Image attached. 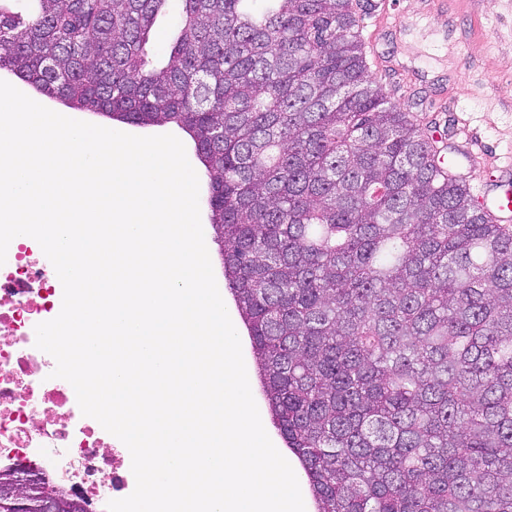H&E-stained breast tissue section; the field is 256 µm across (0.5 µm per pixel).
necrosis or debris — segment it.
<instances>
[{
	"mask_svg": "<svg viewBox=\"0 0 512 512\" xmlns=\"http://www.w3.org/2000/svg\"><path fill=\"white\" fill-rule=\"evenodd\" d=\"M63 287L33 238H14L0 265V469L29 465L88 512L131 494L125 458L108 453L105 433L83 416L54 358L36 345L37 324L61 311Z\"/></svg>",
	"mask_w": 512,
	"mask_h": 512,
	"instance_id": "obj_1",
	"label": "necrosis or debris"
}]
</instances>
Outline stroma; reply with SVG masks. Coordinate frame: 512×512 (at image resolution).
<instances>
[{
    "label": "stroma",
    "instance_id": "obj_1",
    "mask_svg": "<svg viewBox=\"0 0 512 512\" xmlns=\"http://www.w3.org/2000/svg\"><path fill=\"white\" fill-rule=\"evenodd\" d=\"M375 34L383 68L376 77L395 104L425 122L449 146L471 190L486 200L503 195L490 183L496 166L512 160V0H386ZM483 156L462 159L463 139ZM218 289L239 334L252 395L275 447L273 426L257 377L251 340L224 279L211 225L203 227Z\"/></svg>",
    "mask_w": 512,
    "mask_h": 512
}]
</instances>
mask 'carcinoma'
Wrapping results in <instances>:
<instances>
[{"instance_id": "obj_1", "label": "carcinoma", "mask_w": 512, "mask_h": 512, "mask_svg": "<svg viewBox=\"0 0 512 512\" xmlns=\"http://www.w3.org/2000/svg\"><path fill=\"white\" fill-rule=\"evenodd\" d=\"M165 61L148 60L171 2ZM0 0V71L194 141L316 512H512V225L370 72L357 0ZM0 512H38L36 477Z\"/></svg>"}]
</instances>
